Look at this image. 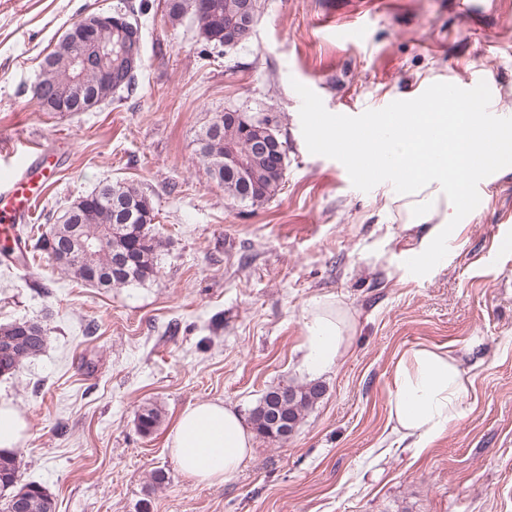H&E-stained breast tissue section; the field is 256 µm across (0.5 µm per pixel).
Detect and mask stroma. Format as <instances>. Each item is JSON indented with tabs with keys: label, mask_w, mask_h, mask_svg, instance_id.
<instances>
[{
	"label": "stroma",
	"mask_w": 512,
	"mask_h": 512,
	"mask_svg": "<svg viewBox=\"0 0 512 512\" xmlns=\"http://www.w3.org/2000/svg\"><path fill=\"white\" fill-rule=\"evenodd\" d=\"M147 3L136 91L45 112L33 96L45 57L84 15L123 0H0V170L32 142L56 155L34 225L119 182L147 195L162 241L153 280L109 291L39 251L22 270L0 262V325L50 330L40 354L0 376V400L29 423L22 482L46 487L56 512H512V240L496 234L512 225V170L490 172L473 219L424 274L406 261L420 231L382 210L307 104L374 112L477 69L495 111L512 114V0H259L228 53L204 50L191 21L171 24L166 0ZM356 26L360 39L337 38ZM227 108L280 117L288 167L263 204L225 196L198 155L200 131ZM327 297L357 328L314 375L303 315ZM418 344L451 350L472 381L462 417L424 449L388 427L394 366ZM316 381L326 391L296 435L255 438L230 480L194 483L171 458L187 406L221 400L246 417L268 390ZM150 404L163 422L144 437L135 415Z\"/></svg>",
	"instance_id": "obj_1"
}]
</instances>
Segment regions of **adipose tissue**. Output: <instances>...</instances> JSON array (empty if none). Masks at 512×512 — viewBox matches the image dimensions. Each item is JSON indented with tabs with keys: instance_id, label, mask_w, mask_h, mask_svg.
Here are the masks:
<instances>
[{
	"instance_id": "ef3b65f1",
	"label": "adipose tissue",
	"mask_w": 512,
	"mask_h": 512,
	"mask_svg": "<svg viewBox=\"0 0 512 512\" xmlns=\"http://www.w3.org/2000/svg\"><path fill=\"white\" fill-rule=\"evenodd\" d=\"M379 121L385 134L362 141L346 129L341 150L350 160L369 157V174L381 193L384 210H398L405 228L426 224L428 237L414 254L424 257L445 246L449 236L468 223L472 210L469 186L484 174L473 157L484 150L477 130L484 113L448 100V88H432L412 109L385 112ZM356 320L343 302L313 301L303 316L306 365L314 371L335 366L346 354ZM471 381L449 350L420 344L405 351L393 373L388 418L399 442L423 448L464 413ZM167 446L181 472L205 484L229 480L253 448V436L240 413L221 402L185 408L167 436Z\"/></svg>"
}]
</instances>
